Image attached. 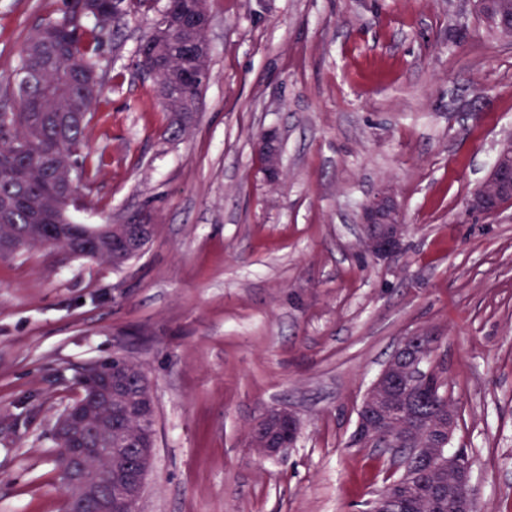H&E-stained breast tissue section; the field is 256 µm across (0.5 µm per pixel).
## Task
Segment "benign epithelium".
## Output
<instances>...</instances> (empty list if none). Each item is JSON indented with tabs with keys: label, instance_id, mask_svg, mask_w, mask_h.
Listing matches in <instances>:
<instances>
[{
	"label": "benign epithelium",
	"instance_id": "benign-epithelium-1",
	"mask_svg": "<svg viewBox=\"0 0 512 512\" xmlns=\"http://www.w3.org/2000/svg\"><path fill=\"white\" fill-rule=\"evenodd\" d=\"M182 12L203 33L211 27V16L206 0H184ZM262 170L267 181L274 182L281 173V150L277 131L267 129L258 141ZM512 204V140L501 142L489 174L477 185L467 201L470 210L494 213ZM122 223L132 225L137 240L144 239L151 227L150 217L144 211L124 216ZM361 238L363 248L378 257L396 253L405 237V224L400 204L394 192L383 187L361 208ZM435 346L423 342V333L414 332L405 337L396 349V356L388 361L366 390L358 407L357 435L364 437L388 424L402 412H412L420 396L417 389L424 368L434 366ZM128 369L118 358L109 364L94 363L81 374V392L77 400L57 418L53 438L65 453L64 470L67 487V512H136L146 480L156 460L157 429L151 428L149 438H138L134 456L119 472L107 466L94 473L87 465L94 449L86 447L89 423L107 439H116L125 445L124 432L112 435V416H137L153 397L148 377H143L135 397L128 395ZM264 421L277 420L288 425V440L278 444L268 437H258L251 443L254 455L260 460L272 459L292 447L297 440L301 422L290 411L271 409L261 416ZM457 421V412L448 410L447 419L415 418V425L433 433L427 455L441 473H448V492L459 486H471L472 470L456 456L448 453L447 442L439 433L451 435Z\"/></svg>",
	"mask_w": 512,
	"mask_h": 512
}]
</instances>
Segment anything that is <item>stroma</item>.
<instances>
[{
    "mask_svg": "<svg viewBox=\"0 0 512 512\" xmlns=\"http://www.w3.org/2000/svg\"><path fill=\"white\" fill-rule=\"evenodd\" d=\"M166 0L106 39L87 130L101 169L78 218L145 209L155 233L120 268L47 248L0 259V512H63L52 430L82 367L144 369L156 462L138 512H362L382 449L357 407L404 336L439 338L478 512H512V209L466 208L512 138V40L471 0H207L210 76L190 132L166 141L139 43ZM62 0H0V86ZM280 136L270 186L257 138ZM391 187L397 254L360 245ZM301 421L261 461L270 408ZM261 420H277L278 422L286 423L288 425V442L285 441L278 444L268 437H258L254 439L250 443V446L258 459L266 460L275 458L294 445L301 428V422L295 414L284 409H271L262 414Z\"/></svg>",
    "mask_w": 512,
    "mask_h": 512,
    "instance_id": "obj_1",
    "label": "stroma"
}]
</instances>
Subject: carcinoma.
<instances>
[{"label":"carcinoma","mask_w":512,"mask_h":512,"mask_svg":"<svg viewBox=\"0 0 512 512\" xmlns=\"http://www.w3.org/2000/svg\"><path fill=\"white\" fill-rule=\"evenodd\" d=\"M126 0H63L61 15L35 27L28 35L5 94L16 107L0 111V257L14 258L33 248L56 241L64 249L87 231L71 220L69 207L57 206V198L69 191L61 168L70 166L77 190L91 188L99 164L85 140L94 117L92 108L103 89L102 60L105 38L111 25L128 13ZM200 40L188 32L165 46L176 67L156 78V83L183 82L182 63L188 46ZM203 86L195 85L173 98L176 112L168 113L167 140L189 130L186 113L199 111ZM93 259L119 268L138 256L133 251L116 260L112 242L118 239L112 224H98ZM454 405L441 369L430 376L418 405L429 416L445 415ZM440 475L427 462L408 465L389 474L381 494L392 488L412 486L415 495L408 512H453L460 490L440 494Z\"/></svg>","instance_id":"obj_1"}]
</instances>
